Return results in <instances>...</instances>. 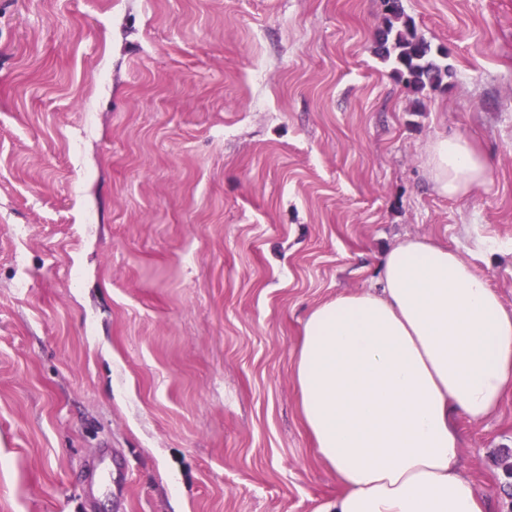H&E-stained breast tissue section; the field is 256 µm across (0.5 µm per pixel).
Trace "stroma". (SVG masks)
I'll list each match as a JSON object with an SVG mask.
<instances>
[{
  "instance_id": "stroma-1",
  "label": "stroma",
  "mask_w": 512,
  "mask_h": 512,
  "mask_svg": "<svg viewBox=\"0 0 512 512\" xmlns=\"http://www.w3.org/2000/svg\"><path fill=\"white\" fill-rule=\"evenodd\" d=\"M402 6L453 70L418 98L384 0H0V512H316L305 315L407 236L512 308V0ZM456 134L492 174L449 199ZM461 431L512 512V391ZM427 171L437 192L450 199L469 194L486 182L489 161L465 136H439L426 148Z\"/></svg>"
}]
</instances>
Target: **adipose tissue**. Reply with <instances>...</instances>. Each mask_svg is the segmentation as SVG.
Here are the masks:
<instances>
[{
    "label": "adipose tissue",
    "mask_w": 512,
    "mask_h": 512,
    "mask_svg": "<svg viewBox=\"0 0 512 512\" xmlns=\"http://www.w3.org/2000/svg\"><path fill=\"white\" fill-rule=\"evenodd\" d=\"M426 155L451 199L490 174L462 135ZM377 272L378 290L311 309L295 351L302 422L340 488L317 512H485L461 470L459 422L487 419L512 389V309L428 238L390 245Z\"/></svg>",
    "instance_id": "1"
}]
</instances>
